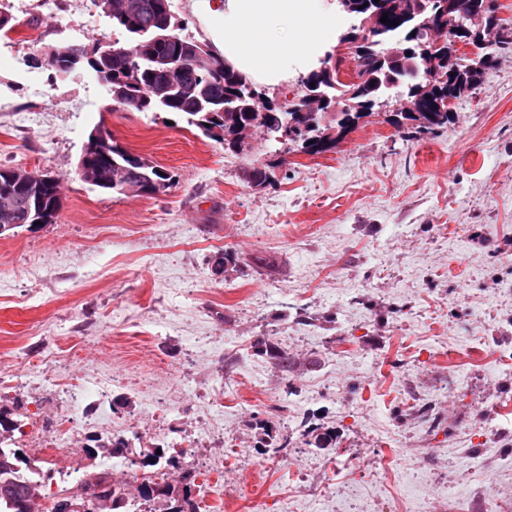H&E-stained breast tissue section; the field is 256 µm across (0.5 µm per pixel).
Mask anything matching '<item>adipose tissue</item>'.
<instances>
[{"label":"adipose tissue","instance_id":"adipose-tissue-1","mask_svg":"<svg viewBox=\"0 0 512 512\" xmlns=\"http://www.w3.org/2000/svg\"><path fill=\"white\" fill-rule=\"evenodd\" d=\"M194 7L225 63L269 87L307 75L336 45L328 0H195Z\"/></svg>","mask_w":512,"mask_h":512}]
</instances>
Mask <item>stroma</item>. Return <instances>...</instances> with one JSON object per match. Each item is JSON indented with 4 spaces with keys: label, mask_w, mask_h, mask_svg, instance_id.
Instances as JSON below:
<instances>
[{
    "label": "stroma",
    "mask_w": 512,
    "mask_h": 512,
    "mask_svg": "<svg viewBox=\"0 0 512 512\" xmlns=\"http://www.w3.org/2000/svg\"><path fill=\"white\" fill-rule=\"evenodd\" d=\"M0 0V167L57 178L54 223L0 236V370L51 378L0 397L33 420L112 377L113 418L145 443L197 439L223 465L199 485L236 493L207 512H512V364L449 366L473 339L512 352V50L452 124L428 133L376 118L305 155L256 136L244 152L184 116L114 106L81 68L59 80L47 45L126 43L97 0ZM108 125L169 177L158 196L104 193L77 164ZM269 165L266 185L247 172ZM234 251L215 275L212 256ZM267 257L272 267L255 265ZM288 353L292 372L257 354ZM486 447L476 417L492 402ZM336 433L309 445L306 424ZM271 427L280 450L260 445Z\"/></svg>",
    "instance_id": "obj_1"
}]
</instances>
